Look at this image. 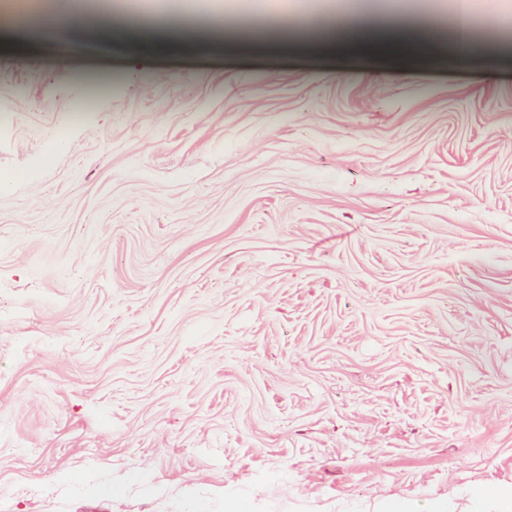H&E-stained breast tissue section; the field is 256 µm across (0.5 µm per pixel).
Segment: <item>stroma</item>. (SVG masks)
<instances>
[{"label": "stroma", "instance_id": "35a3bbf8", "mask_svg": "<svg viewBox=\"0 0 512 512\" xmlns=\"http://www.w3.org/2000/svg\"><path fill=\"white\" fill-rule=\"evenodd\" d=\"M335 6L0 30V512H512V0L430 67ZM328 28L333 38L331 50L365 51L378 66H385L396 60L411 63L419 61L411 52V46L419 39L414 38L412 32L397 25L386 26L366 38L369 25L356 19L345 9L331 15Z\"/></svg>", "mask_w": 512, "mask_h": 512}]
</instances>
